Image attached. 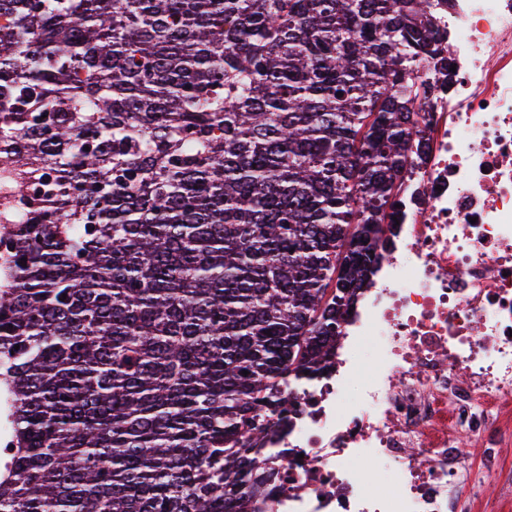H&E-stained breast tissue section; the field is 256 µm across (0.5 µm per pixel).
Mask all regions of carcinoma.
<instances>
[{
	"instance_id": "obj_1",
	"label": "carcinoma",
	"mask_w": 512,
	"mask_h": 512,
	"mask_svg": "<svg viewBox=\"0 0 512 512\" xmlns=\"http://www.w3.org/2000/svg\"><path fill=\"white\" fill-rule=\"evenodd\" d=\"M437 6L0 0V512H261L253 444L389 253Z\"/></svg>"
}]
</instances>
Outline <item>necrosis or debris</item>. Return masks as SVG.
I'll return each instance as SVG.
<instances>
[{
    "label": "necrosis or debris",
    "instance_id": "4bbe7bcc",
    "mask_svg": "<svg viewBox=\"0 0 512 512\" xmlns=\"http://www.w3.org/2000/svg\"><path fill=\"white\" fill-rule=\"evenodd\" d=\"M404 213L335 366L294 398L264 512H462L512 429V0H445Z\"/></svg>",
    "mask_w": 512,
    "mask_h": 512
}]
</instances>
